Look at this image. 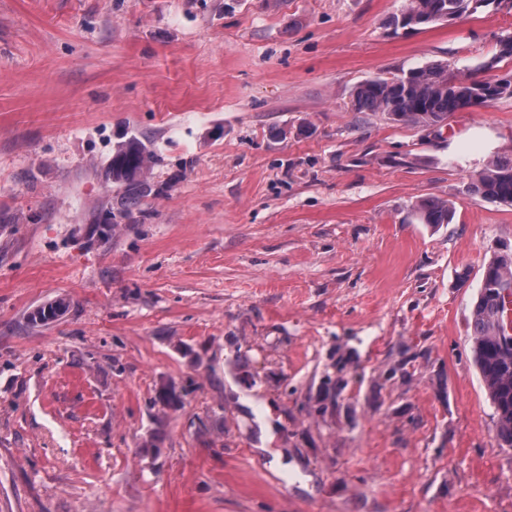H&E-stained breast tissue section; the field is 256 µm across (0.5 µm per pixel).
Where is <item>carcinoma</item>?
I'll use <instances>...</instances> for the list:
<instances>
[{
    "label": "carcinoma",
    "instance_id": "carcinoma-1",
    "mask_svg": "<svg viewBox=\"0 0 512 512\" xmlns=\"http://www.w3.org/2000/svg\"><path fill=\"white\" fill-rule=\"evenodd\" d=\"M473 0H405L398 13L388 21L393 31L419 29L434 24L441 15L456 18L470 12ZM484 106L512 98V82L481 79ZM473 87L459 83L448 73V64L434 63L410 68L403 74L377 76L359 83L353 92L351 110L380 112L395 123L438 128L448 121L470 95ZM158 157L138 137L131 136L117 145L108 163L107 178L119 193L111 207L114 223L110 233L142 212L144 200L159 193L148 180L147 172ZM466 191L483 200L512 206V157L493 158L470 175ZM411 218L417 224L440 227L455 218L448 201L428 196L415 201ZM481 278L489 286L479 288L470 315L471 354L480 374L486 396L493 408L495 438L502 448H512V348L504 346L512 339L506 324V309L496 286L512 291V262L492 258L481 268Z\"/></svg>",
    "mask_w": 512,
    "mask_h": 512
}]
</instances>
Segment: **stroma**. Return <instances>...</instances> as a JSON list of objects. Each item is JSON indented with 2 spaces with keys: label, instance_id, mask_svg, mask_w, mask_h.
I'll return each instance as SVG.
<instances>
[{
  "label": "stroma",
  "instance_id": "stroma-1",
  "mask_svg": "<svg viewBox=\"0 0 512 512\" xmlns=\"http://www.w3.org/2000/svg\"><path fill=\"white\" fill-rule=\"evenodd\" d=\"M402 3L0 0V512H512L467 329L512 207L466 191L512 99L440 133L349 109L472 73L512 8L394 35ZM131 136L158 193L105 239ZM426 196L452 224L408 223Z\"/></svg>",
  "mask_w": 512,
  "mask_h": 512
}]
</instances>
